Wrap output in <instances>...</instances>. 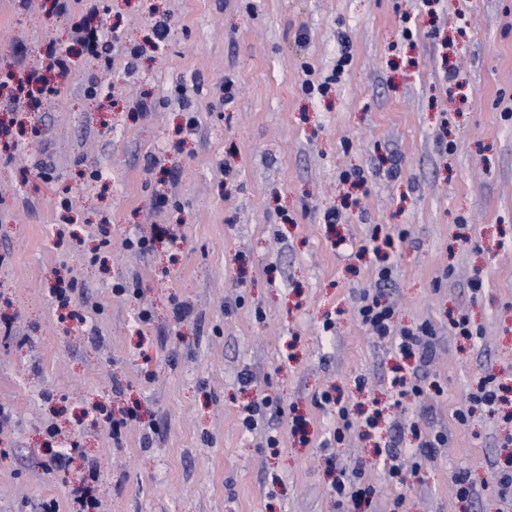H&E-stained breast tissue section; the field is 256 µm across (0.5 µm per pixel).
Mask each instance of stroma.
Segmentation results:
<instances>
[{"instance_id":"obj_1","label":"stroma","mask_w":512,"mask_h":512,"mask_svg":"<svg viewBox=\"0 0 512 512\" xmlns=\"http://www.w3.org/2000/svg\"><path fill=\"white\" fill-rule=\"evenodd\" d=\"M103 6L107 60L73 58L56 96L0 93V512L66 505L91 461L103 512H342L331 457L373 489L358 512L397 498L400 512H512L493 477L512 419H454L483 376L512 385V0H70L63 13L0 0V73L71 45ZM345 42L340 79L306 92ZM145 95L158 105L143 114ZM353 170L364 186L342 181ZM331 208L343 223H324ZM152 224L178 225L177 242L123 249ZM400 229L383 293L396 327L427 322L436 337L416 370L426 396L398 406L401 358L355 304L380 264L361 246ZM60 282L75 286L65 308ZM460 314L479 339L450 330ZM332 387L351 412L379 409L378 432L336 444L335 412L313 403ZM260 393L307 414L313 443L283 417L247 431L240 411ZM129 408L140 420L113 441L108 418ZM413 422L448 443L395 484L377 446L409 456ZM51 426L81 450L68 469L44 450ZM462 469L466 501L453 494Z\"/></svg>"}]
</instances>
